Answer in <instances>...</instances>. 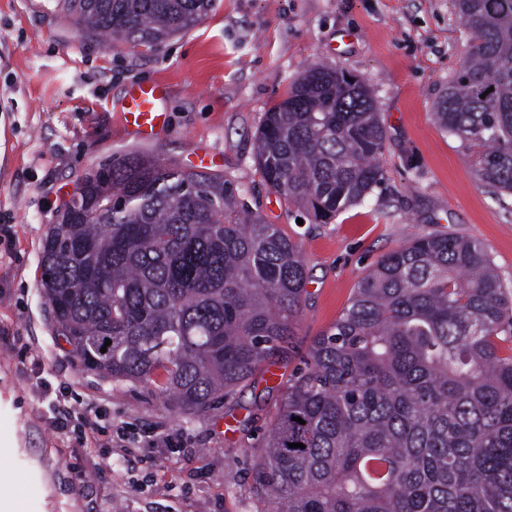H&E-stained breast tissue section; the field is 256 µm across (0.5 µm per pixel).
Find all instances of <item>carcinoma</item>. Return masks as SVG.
I'll return each mask as SVG.
<instances>
[{
  "label": "carcinoma",
  "instance_id": "1",
  "mask_svg": "<svg viewBox=\"0 0 512 512\" xmlns=\"http://www.w3.org/2000/svg\"><path fill=\"white\" fill-rule=\"evenodd\" d=\"M52 2L88 37L155 49L214 0ZM455 2L470 48L434 116L484 184L512 193V0ZM384 141L365 85L321 64L265 113L255 160L328 224L381 180ZM41 266L82 365L160 375L186 415L255 386L273 358L288 365L307 300L298 245L224 176L138 152L84 174ZM303 364L257 449L263 512H512V290L480 242L420 235L384 256Z\"/></svg>",
  "mask_w": 512,
  "mask_h": 512
}]
</instances>
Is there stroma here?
Wrapping results in <instances>:
<instances>
[{"mask_svg": "<svg viewBox=\"0 0 512 512\" xmlns=\"http://www.w3.org/2000/svg\"><path fill=\"white\" fill-rule=\"evenodd\" d=\"M50 0H0V470L17 492L0 512H263L250 471L279 377L209 413L177 412L151 383L85 370L40 288L42 244L90 169L131 151L223 174L297 243L307 302L292 366L387 254L423 234L484 246L512 287V195L476 177L470 150L435 120L467 54L454 0H215L157 52L85 37ZM370 90L386 134L383 177L328 224L263 180L265 112L312 66ZM164 83L168 126L138 141L118 104Z\"/></svg>", "mask_w": 512, "mask_h": 512, "instance_id": "obj_1", "label": "stroma"}]
</instances>
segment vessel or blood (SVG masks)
<instances>
[{
  "label": "vessel or blood",
  "mask_w": 512,
  "mask_h": 512,
  "mask_svg": "<svg viewBox=\"0 0 512 512\" xmlns=\"http://www.w3.org/2000/svg\"><path fill=\"white\" fill-rule=\"evenodd\" d=\"M167 95V88L157 82L132 85L121 102L124 125L139 138H150L167 124L168 114L164 110Z\"/></svg>",
  "instance_id": "vessel-or-blood-1"
}]
</instances>
